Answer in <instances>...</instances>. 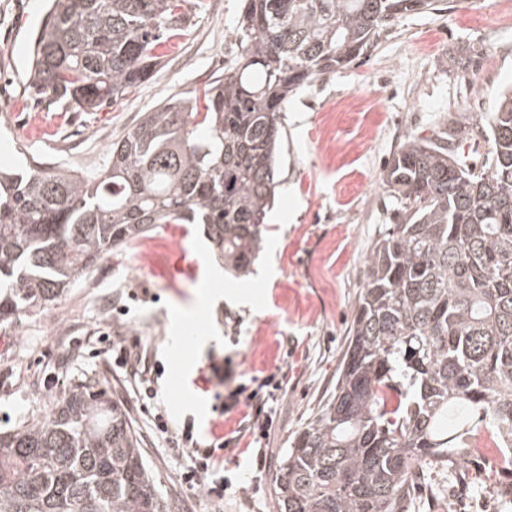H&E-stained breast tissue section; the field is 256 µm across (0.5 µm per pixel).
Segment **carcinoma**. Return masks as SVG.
<instances>
[{"instance_id": "cac0c4a2", "label": "carcinoma", "mask_w": 512, "mask_h": 512, "mask_svg": "<svg viewBox=\"0 0 512 512\" xmlns=\"http://www.w3.org/2000/svg\"><path fill=\"white\" fill-rule=\"evenodd\" d=\"M187 0H54L33 47L36 94L99 112L160 69ZM436 0H242L241 51L112 142L88 178L32 160L0 171V326L58 304L97 263L163 224H202L245 275L272 231L282 112L319 75L349 68ZM464 161L466 124L412 136L383 182L395 223L374 243L336 386L288 441L280 512H408L417 469L501 446L512 478V90ZM0 512H172L126 407L87 381L45 416L0 432Z\"/></svg>"}]
</instances>
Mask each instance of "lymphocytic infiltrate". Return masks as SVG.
<instances>
[{
  "label": "lymphocytic infiltrate",
  "mask_w": 512,
  "mask_h": 512,
  "mask_svg": "<svg viewBox=\"0 0 512 512\" xmlns=\"http://www.w3.org/2000/svg\"><path fill=\"white\" fill-rule=\"evenodd\" d=\"M116 364L141 387L143 397L154 400L158 392L154 377L160 372L158 365L150 361L149 350L140 342H127L125 337L116 336L111 341ZM208 380L214 388L224 392V411H231L239 405H246L247 412L239 422L236 435L223 438H202L196 435L192 422L174 425L163 414H155L154 429L165 435L176 455L187 458L188 463L180 474V480L187 488H202L206 495L217 504L223 503L228 481L224 476V461L218 458L221 450H231L233 457L248 456L254 459L257 470L268 467V456L262 441L266 440L276 418V400L273 395L264 394L262 389L245 392L236 383L231 371L223 366L212 365ZM251 438L250 446H242V438Z\"/></svg>",
  "instance_id": "1"
}]
</instances>
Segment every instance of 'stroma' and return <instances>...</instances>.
I'll use <instances>...</instances> for the list:
<instances>
[{
    "mask_svg": "<svg viewBox=\"0 0 512 512\" xmlns=\"http://www.w3.org/2000/svg\"><path fill=\"white\" fill-rule=\"evenodd\" d=\"M49 0H0V166L38 157L45 167L83 175L101 172L108 149L148 111L185 96L222 74L238 49L232 33L240 0H191L185 36L163 44L160 71L125 100L100 112L62 111L37 102L22 53ZM506 0H441L381 34L367 58L300 88L283 112L285 130L268 238L245 278L217 269L198 224H166L137 247L112 254L86 281L49 309L0 327V431L47 414L69 386L95 382L128 410L147 466L177 512H211L202 491L180 482L185 464L152 430L155 414L194 419L216 435L231 434L241 411L218 415L223 399L193 379L211 364L230 363L239 382L272 373L287 377L281 412L266 443L270 465L254 481L233 483L223 512H278L274 477L289 439L327 402L336 385L370 249L393 223L381 181L387 159L410 136H428L448 117L470 125L469 164L481 165L489 143L477 126L498 92L512 85V20ZM483 99L481 112L471 103ZM210 289L200 304L201 289ZM198 338L184 345L183 335ZM119 330L148 344L164 371L159 403L143 405L121 369L96 356L101 334ZM293 353H286V345ZM69 361L45 385L61 356ZM497 512L487 489H474L442 470L425 472L415 512Z\"/></svg>",
    "mask_w": 512,
    "mask_h": 512,
    "instance_id": "1",
    "label": "stroma"
}]
</instances>
